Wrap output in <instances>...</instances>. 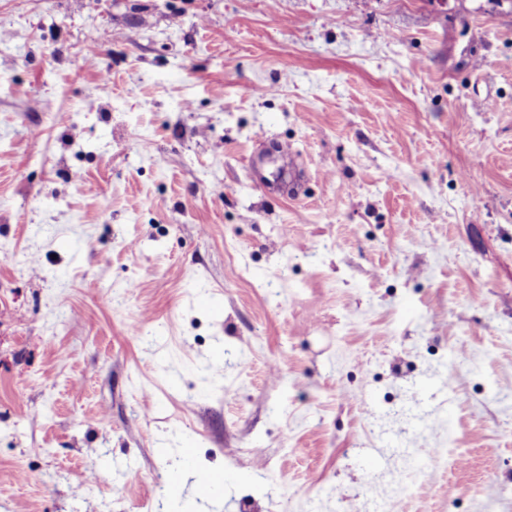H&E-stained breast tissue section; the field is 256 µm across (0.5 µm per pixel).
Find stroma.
Segmentation results:
<instances>
[{
    "label": "stroma",
    "mask_w": 512,
    "mask_h": 512,
    "mask_svg": "<svg viewBox=\"0 0 512 512\" xmlns=\"http://www.w3.org/2000/svg\"><path fill=\"white\" fill-rule=\"evenodd\" d=\"M394 506L512 512V0H0V512Z\"/></svg>",
    "instance_id": "1"
}]
</instances>
